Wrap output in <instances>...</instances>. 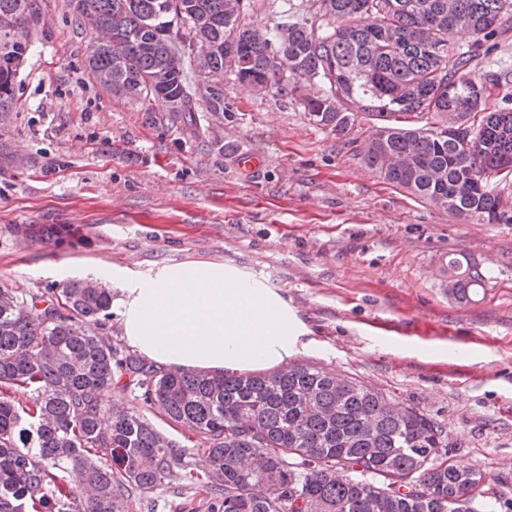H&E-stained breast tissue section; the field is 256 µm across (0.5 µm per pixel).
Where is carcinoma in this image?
Masks as SVG:
<instances>
[{
    "label": "carcinoma",
    "mask_w": 512,
    "mask_h": 512,
    "mask_svg": "<svg viewBox=\"0 0 512 512\" xmlns=\"http://www.w3.org/2000/svg\"><path fill=\"white\" fill-rule=\"evenodd\" d=\"M324 24L287 15L243 23L250 0H75L96 37L90 78L164 111L195 110L185 61L204 73L205 110L224 112V71L290 96L315 125L345 135L376 122L364 162L380 177L478 224H512V108L487 110L492 75L472 67L482 42L512 28V0H307ZM39 23L37 0H0V114ZM475 36L471 48L454 37ZM320 92L302 93L303 84ZM429 115L434 122L418 127ZM64 224L25 229L60 239ZM488 277L448 258L463 302ZM0 301V512H123L181 470L208 512H493L485 474L441 454L443 433L356 378L316 363L237 374L165 369L103 336L112 293L91 280ZM119 388L196 435L187 451L144 414L103 410Z\"/></svg>",
    "instance_id": "1"
}]
</instances>
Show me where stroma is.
Listing matches in <instances>:
<instances>
[{
    "label": "stroma",
    "instance_id": "obj_1",
    "mask_svg": "<svg viewBox=\"0 0 512 512\" xmlns=\"http://www.w3.org/2000/svg\"><path fill=\"white\" fill-rule=\"evenodd\" d=\"M40 24L0 116V288L38 293L97 276L111 290L186 261L234 265L297 312L315 362L423 412L448 460L481 471L495 512H512V224H476L365 166L375 123L342 137L292 98L224 76L223 115L172 114L88 78L93 33L70 0H37ZM480 73L512 97V31ZM245 147L263 167L240 168ZM29 224H67L34 242ZM462 254L488 281L460 302L446 288ZM439 341L442 358L418 344ZM207 512L204 494L163 484L128 512Z\"/></svg>",
    "mask_w": 512,
    "mask_h": 512
}]
</instances>
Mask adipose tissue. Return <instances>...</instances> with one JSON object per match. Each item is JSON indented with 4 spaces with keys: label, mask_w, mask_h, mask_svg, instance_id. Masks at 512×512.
Masks as SVG:
<instances>
[{
    "label": "adipose tissue",
    "mask_w": 512,
    "mask_h": 512,
    "mask_svg": "<svg viewBox=\"0 0 512 512\" xmlns=\"http://www.w3.org/2000/svg\"><path fill=\"white\" fill-rule=\"evenodd\" d=\"M126 341L163 365L252 372L288 363L307 329L287 299L224 263L163 266L119 302Z\"/></svg>",
    "instance_id": "1"
}]
</instances>
